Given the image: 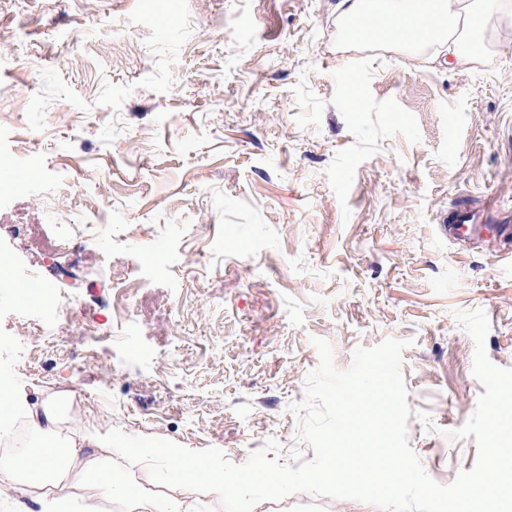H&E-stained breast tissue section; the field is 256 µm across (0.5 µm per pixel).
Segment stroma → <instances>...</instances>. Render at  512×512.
<instances>
[{
  "label": "stroma",
  "mask_w": 512,
  "mask_h": 512,
  "mask_svg": "<svg viewBox=\"0 0 512 512\" xmlns=\"http://www.w3.org/2000/svg\"><path fill=\"white\" fill-rule=\"evenodd\" d=\"M0 0V253L68 302L0 299V375L30 400L89 395L70 422L222 450L314 457L290 410L326 340L406 341L408 439L447 485L477 460L451 438L484 388L456 314L483 310L512 368V242L437 224L512 212V27L482 53L346 44L339 0ZM170 26L162 37L160 26ZM75 236L73 249L59 241ZM112 387L100 393L104 370ZM253 512H380L295 492ZM482 220L483 217L479 212L464 207L443 218V224H438L437 229L445 239L455 240L458 243L469 241L473 244L502 231L501 227L494 224H481Z\"/></svg>",
  "instance_id": "1"
}]
</instances>
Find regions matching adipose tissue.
<instances>
[{
    "instance_id": "ef3b65f1",
    "label": "adipose tissue",
    "mask_w": 512,
    "mask_h": 512,
    "mask_svg": "<svg viewBox=\"0 0 512 512\" xmlns=\"http://www.w3.org/2000/svg\"><path fill=\"white\" fill-rule=\"evenodd\" d=\"M344 18L356 21L359 36L377 35L419 44L425 30L447 43L448 31L459 20L474 15L472 0H385L374 18L365 16V0H340ZM23 406L35 446L29 451L0 455V496L31 499L37 512H71V490L83 497L106 498L123 505L125 512H187V500L200 493L223 501L232 482L224 472L199 461L165 451L143 453L144 461L162 464L154 488L147 489L112 466V441L102 435L64 426L65 400L55 396L30 403L21 383L0 380V408ZM40 466H32L33 457Z\"/></svg>"
}]
</instances>
